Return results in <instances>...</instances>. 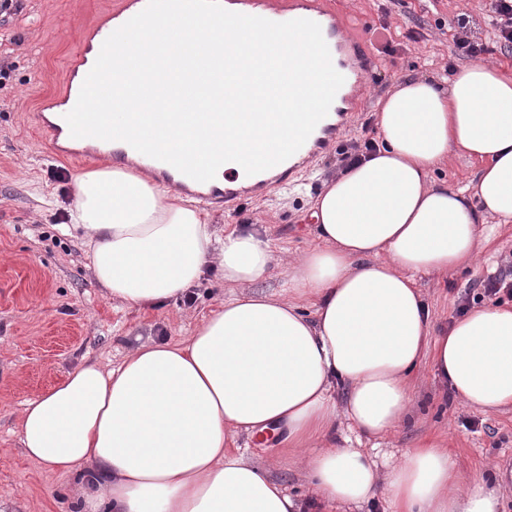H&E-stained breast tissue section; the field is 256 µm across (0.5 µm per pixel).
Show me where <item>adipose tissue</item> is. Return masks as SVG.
Wrapping results in <instances>:
<instances>
[{
  "label": "adipose tissue",
  "instance_id": "ef3b65f1",
  "mask_svg": "<svg viewBox=\"0 0 512 512\" xmlns=\"http://www.w3.org/2000/svg\"><path fill=\"white\" fill-rule=\"evenodd\" d=\"M378 127L377 152L316 198L318 245L289 261L259 231L218 233L143 170L75 176L70 222L112 299L157 306L215 259L233 289L184 340L140 345L114 368L85 363L26 403V455L76 479L81 512H302L233 446L270 429L319 512L379 498L386 512H500L499 487L464 478L445 442L381 461L362 442L403 426L425 360L465 407L512 408V307L473 306L437 333L415 280L472 267L486 217L512 224V75L473 63L444 85L404 81ZM453 151L481 164L458 190L429 180ZM282 264L287 296L256 292Z\"/></svg>",
  "mask_w": 512,
  "mask_h": 512
}]
</instances>
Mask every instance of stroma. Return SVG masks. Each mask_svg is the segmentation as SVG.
I'll return each mask as SVG.
<instances>
[{
	"label": "stroma",
	"mask_w": 512,
	"mask_h": 512,
	"mask_svg": "<svg viewBox=\"0 0 512 512\" xmlns=\"http://www.w3.org/2000/svg\"><path fill=\"white\" fill-rule=\"evenodd\" d=\"M0 21V512H74L75 480L30 460L19 440L25 404L86 361L118 366L135 346L178 341L230 294L219 266L192 287V305L173 298L141 310L108 297L95 280L81 230L68 222L73 178L81 168L54 158L50 138L35 118L44 96L62 92L79 37L106 21L114 0H20ZM356 39L389 29L394 54L372 40L376 64L366 77L359 112L322 154L283 187L230 209L211 210L217 230L252 227L277 254L294 257L318 243L310 216L315 198L336 176L339 151L362 137V124L408 78L445 79L467 61L455 57L448 23L465 17L486 43L482 61L512 72V53L493 36L491 0H328ZM484 261L448 274H421L417 284L436 330L447 329L462 300L477 302L492 269L512 254V224L499 226ZM413 414L388 437L385 451L402 454L416 444L448 442L464 476L512 471V409L481 414L458 405L430 362L412 374ZM238 447L266 467L300 500L310 492L278 437L246 435Z\"/></svg>",
	"instance_id": "stroma-1"
}]
</instances>
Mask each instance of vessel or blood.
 Segmentation results:
<instances>
[{"instance_id":"vessel-or-blood-1","label":"vessel or blood","mask_w":512,"mask_h":512,"mask_svg":"<svg viewBox=\"0 0 512 512\" xmlns=\"http://www.w3.org/2000/svg\"><path fill=\"white\" fill-rule=\"evenodd\" d=\"M220 3L227 10L263 17L274 22L303 18L318 23L330 50L332 63L344 77V83L335 96L336 102L329 110L330 115L336 116L352 111L359 105L363 94L365 70L369 65V55L363 43L355 41L346 34L344 20L335 10L321 7L319 0H220ZM113 31V25L101 26L92 35L82 40L80 50L69 64L65 75L67 94L73 90H80L104 41ZM67 94L51 100L50 108L67 105L69 102ZM45 129L55 155L77 160L82 158L83 152L79 148V139L65 137L63 128L50 122L46 123ZM335 135V124H323L318 132L310 135L303 146L291 157L266 170L260 178L256 179L252 185L253 190L264 191L286 184L289 176L324 149ZM144 168L159 181L207 204L226 205L236 202L242 195L241 189L234 185L218 186L209 182H198L180 173L171 165L150 157L146 158Z\"/></svg>"}]
</instances>
